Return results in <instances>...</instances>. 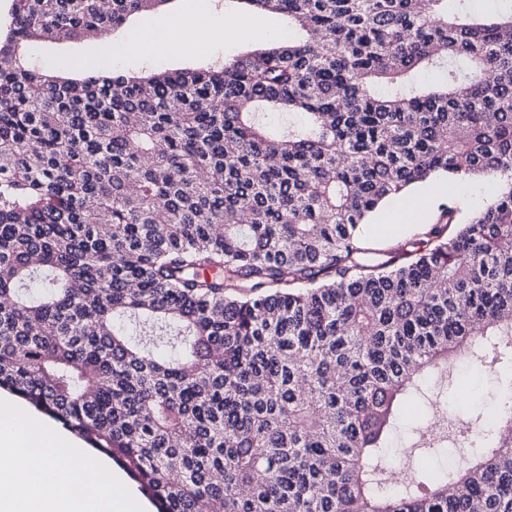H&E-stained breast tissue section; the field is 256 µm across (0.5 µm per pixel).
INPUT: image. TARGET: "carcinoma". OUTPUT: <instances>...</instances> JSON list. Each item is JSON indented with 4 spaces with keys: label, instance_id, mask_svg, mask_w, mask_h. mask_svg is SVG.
Returning <instances> with one entry per match:
<instances>
[{
    "label": "carcinoma",
    "instance_id": "obj_1",
    "mask_svg": "<svg viewBox=\"0 0 512 512\" xmlns=\"http://www.w3.org/2000/svg\"><path fill=\"white\" fill-rule=\"evenodd\" d=\"M9 2L0 388L158 512H512V0H242L288 36L82 79L28 45L170 0ZM439 174L498 190L408 250L368 247L371 213ZM463 359L497 378L492 418L394 489L391 441Z\"/></svg>",
    "mask_w": 512,
    "mask_h": 512
}]
</instances>
